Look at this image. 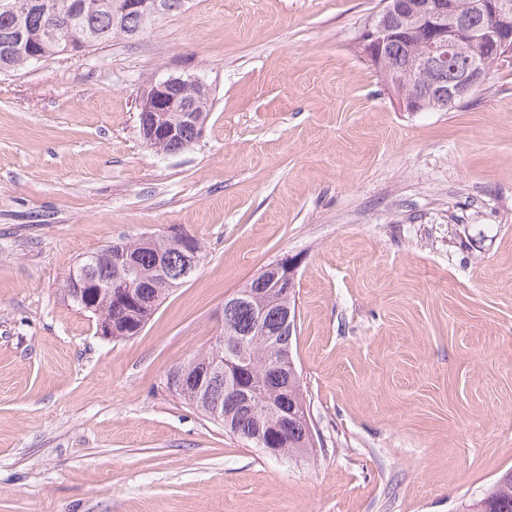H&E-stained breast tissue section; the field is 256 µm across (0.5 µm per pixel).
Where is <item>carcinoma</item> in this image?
I'll list each match as a JSON object with an SVG mask.
<instances>
[{
	"label": "carcinoma",
	"mask_w": 512,
	"mask_h": 512,
	"mask_svg": "<svg viewBox=\"0 0 512 512\" xmlns=\"http://www.w3.org/2000/svg\"><path fill=\"white\" fill-rule=\"evenodd\" d=\"M38 0H0V70H17L34 64L30 51L35 50L42 58L62 53L56 43L50 41L45 30L49 19L39 9ZM58 15L77 19L79 29L90 38V46L102 45L114 36L137 37L150 27L156 17L145 21L137 17L124 16L119 12L118 0H53ZM388 63L397 69L402 87L409 98L422 94L423 89L436 83L443 87L453 85L457 71L467 60L482 58L481 46H465L448 63L437 66L431 72L418 69L413 54L424 52L423 43L413 46L394 39L383 49ZM196 142L195 128L181 127L177 135L168 140L151 144L161 154L181 152ZM112 262L95 268L94 276L101 281L114 280L126 275V257L135 266V294L143 299H154L161 304L169 291L180 286L185 279L180 277L186 259V251L177 245L159 238L119 240L110 244ZM168 269V281L162 283L157 276L159 266ZM99 314L96 320H110L119 330L115 340L131 338L150 319V312L131 317L123 305L102 292L96 296ZM296 311L295 295L286 298L276 293L265 292L251 302L239 303L224 309V342L246 340L244 352L249 359L252 374L263 381L268 400L277 404L273 412L255 402H247L237 392L229 390L220 378L205 390L192 388L178 393L186 403L194 406L208 419H213L216 404L222 405L223 420L219 424L224 431L235 436L249 448L260 447L259 439L267 441L269 447L282 449L283 456H301L314 453V441L310 435L309 422L288 414L293 404H306L304 390L297 370L279 363L275 343L292 342L284 325V313ZM227 347L211 345L181 364L191 370L198 359L224 361ZM477 512H512V470L504 473L488 487L483 498L476 504Z\"/></svg>",
	"instance_id": "1"
}]
</instances>
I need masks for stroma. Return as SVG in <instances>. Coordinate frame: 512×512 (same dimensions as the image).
I'll return each instance as SVG.
<instances>
[{
    "instance_id": "obj_1",
    "label": "stroma",
    "mask_w": 512,
    "mask_h": 512,
    "mask_svg": "<svg viewBox=\"0 0 512 512\" xmlns=\"http://www.w3.org/2000/svg\"><path fill=\"white\" fill-rule=\"evenodd\" d=\"M380 0H184L143 36L0 73V512H472L512 470V65L405 112L354 45ZM211 89L201 139L143 83ZM179 227L202 260L137 335L64 293ZM296 262L315 455L248 448L166 386L224 299ZM184 84L195 85L201 96L209 92L208 87L198 78L182 74H171L159 80L152 79L140 88L138 109L141 137L157 153L181 152L196 142L195 128L191 125L182 126L177 135L172 137L179 122H192L198 128V121L195 120L193 113L195 104L190 105L186 100L173 95V90ZM168 117L171 121L165 126H159V118L163 121ZM169 137L171 138L168 140H157V143L149 144L156 139Z\"/></svg>"
}]
</instances>
